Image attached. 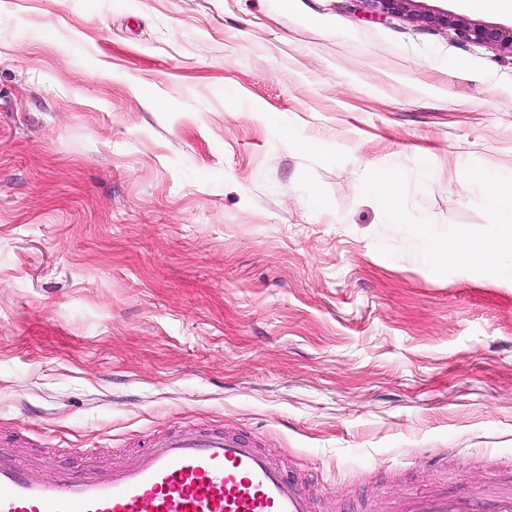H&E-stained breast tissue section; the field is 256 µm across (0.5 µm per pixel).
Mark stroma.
Masks as SVG:
<instances>
[{"instance_id":"35a3bbf8","label":"stroma","mask_w":512,"mask_h":512,"mask_svg":"<svg viewBox=\"0 0 512 512\" xmlns=\"http://www.w3.org/2000/svg\"><path fill=\"white\" fill-rule=\"evenodd\" d=\"M491 167L512 53L368 0H0V433L37 477L190 419L321 512L511 485L512 267L419 234L494 237ZM403 179L394 172H386L374 178L368 185V192L377 200L383 202L390 213L392 223H405V216L399 206L403 194Z\"/></svg>"}]
</instances>
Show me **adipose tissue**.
<instances>
[{
  "instance_id": "obj_1",
  "label": "adipose tissue",
  "mask_w": 512,
  "mask_h": 512,
  "mask_svg": "<svg viewBox=\"0 0 512 512\" xmlns=\"http://www.w3.org/2000/svg\"><path fill=\"white\" fill-rule=\"evenodd\" d=\"M474 177L488 190L487 205L498 226V235L484 242L451 238L443 243H431L428 256L436 266H494L503 256L512 257V173L482 169Z\"/></svg>"
}]
</instances>
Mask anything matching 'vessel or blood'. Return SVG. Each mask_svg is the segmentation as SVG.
I'll return each instance as SVG.
<instances>
[{"label":"vessel or blood","mask_w":512,"mask_h":512,"mask_svg":"<svg viewBox=\"0 0 512 512\" xmlns=\"http://www.w3.org/2000/svg\"><path fill=\"white\" fill-rule=\"evenodd\" d=\"M0 439V512H318L297 481L254 439L192 421L151 436L143 451L109 461L84 455L80 467H47L31 480L23 459ZM512 512V485L490 480L448 496L434 487L393 500L390 512Z\"/></svg>","instance_id":"vessel-or-blood-1"}]
</instances>
